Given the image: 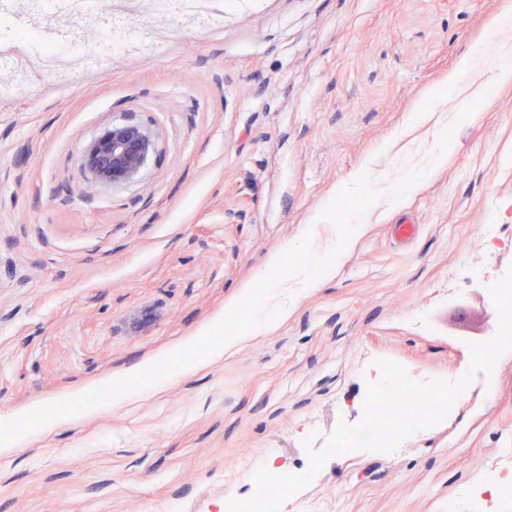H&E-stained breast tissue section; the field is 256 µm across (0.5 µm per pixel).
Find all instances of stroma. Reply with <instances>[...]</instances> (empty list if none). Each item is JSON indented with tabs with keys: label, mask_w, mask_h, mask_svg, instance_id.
I'll return each instance as SVG.
<instances>
[{
	"label": "stroma",
	"mask_w": 512,
	"mask_h": 512,
	"mask_svg": "<svg viewBox=\"0 0 512 512\" xmlns=\"http://www.w3.org/2000/svg\"><path fill=\"white\" fill-rule=\"evenodd\" d=\"M145 43L50 81L27 47L28 92L0 95V420L150 367L215 325L289 241L317 255L321 211L361 173L376 197L333 276L251 335L143 394L62 417L0 453V512H224L252 469L301 474L338 422L364 415L362 350L429 379L470 370L465 341L497 320L488 287L512 268V83L443 125L432 89L476 43L503 60L492 20L512 0H106ZM156 145L137 180L98 181L80 151L115 123ZM438 167L408 169L397 141ZM415 179L418 188L403 195ZM415 217L411 242L391 226ZM501 227L473 282L468 242ZM457 276L463 306L449 301ZM494 391L391 455L329 459L301 498L325 512H447L512 437V359Z\"/></svg>",
	"instance_id": "35a3bbf8"
}]
</instances>
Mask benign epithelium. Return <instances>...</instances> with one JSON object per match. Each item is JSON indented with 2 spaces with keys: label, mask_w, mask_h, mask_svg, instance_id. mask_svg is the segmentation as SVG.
Listing matches in <instances>:
<instances>
[{
  "label": "benign epithelium",
  "mask_w": 512,
  "mask_h": 512,
  "mask_svg": "<svg viewBox=\"0 0 512 512\" xmlns=\"http://www.w3.org/2000/svg\"><path fill=\"white\" fill-rule=\"evenodd\" d=\"M155 144L145 130L133 123L114 124L82 149V166L104 183L137 179Z\"/></svg>",
  "instance_id": "1"
}]
</instances>
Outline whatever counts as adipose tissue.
<instances>
[{
  "mask_svg": "<svg viewBox=\"0 0 512 512\" xmlns=\"http://www.w3.org/2000/svg\"><path fill=\"white\" fill-rule=\"evenodd\" d=\"M482 45H473L469 53L457 64L448 75V89L436 92L437 102L447 103L449 111L464 108L471 98L482 95L487 83L505 85L512 82V64L503 63L493 69L490 75H483L477 68V62L482 58Z\"/></svg>",
  "mask_w": 512,
  "mask_h": 512,
  "instance_id": "1",
  "label": "adipose tissue"
}]
</instances>
